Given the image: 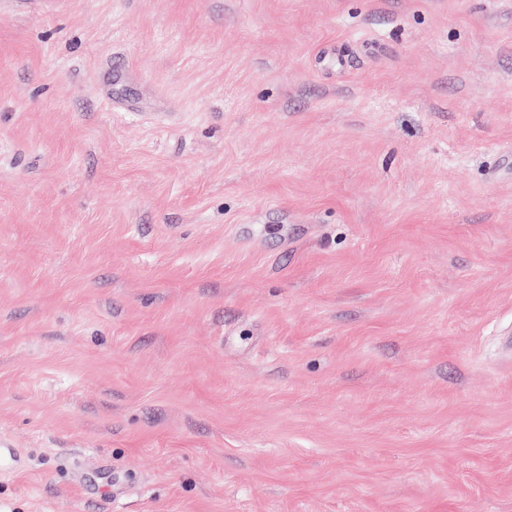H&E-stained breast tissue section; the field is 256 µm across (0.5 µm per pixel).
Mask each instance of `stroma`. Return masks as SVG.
Instances as JSON below:
<instances>
[{
    "instance_id": "1",
    "label": "stroma",
    "mask_w": 512,
    "mask_h": 512,
    "mask_svg": "<svg viewBox=\"0 0 512 512\" xmlns=\"http://www.w3.org/2000/svg\"><path fill=\"white\" fill-rule=\"evenodd\" d=\"M0 512H512V0H0Z\"/></svg>"
}]
</instances>
